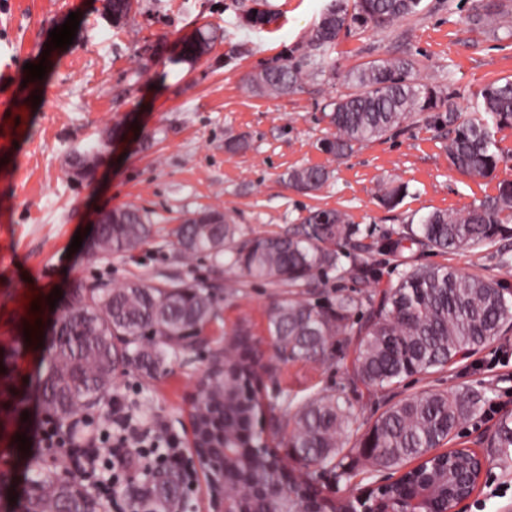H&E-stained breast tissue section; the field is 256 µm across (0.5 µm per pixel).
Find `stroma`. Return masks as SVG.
Here are the masks:
<instances>
[{
	"label": "stroma",
	"instance_id": "obj_1",
	"mask_svg": "<svg viewBox=\"0 0 512 512\" xmlns=\"http://www.w3.org/2000/svg\"><path fill=\"white\" fill-rule=\"evenodd\" d=\"M497 31L475 26V0H422L420 11L383 30L342 32L333 77L303 81L286 96L261 95L247 76L282 53L296 49L318 19L326 0H134L126 23L113 24L107 0H0V103L15 101L17 131L0 121V352L11 351L9 375L0 374V512H24L28 466L37 452L19 449V435H32L45 414L39 382L44 350L25 332L49 334L60 308L53 290L69 294L77 283L118 285L131 279L159 284L169 279L206 282L218 295L219 317L211 328L216 344L240 323L262 341L261 385L272 398L268 422L289 413L278 399L303 398L326 388L350 397L361 423H369L399 400L423 391L473 390L485 405L463 423L451 445L471 448L485 461V475L462 512H512V459L488 441L501 417L512 415V332L445 370L404 381L368 395L353 390L345 373L347 341L336 345L334 363H285L274 354L266 324L275 301L289 288L258 281L209 258L183 259L173 230L204 210L224 212L239 240L283 232L310 212L338 210L361 229H396L433 211L463 213L512 180V131L503 133L506 159L484 179H472L448 163V131L414 117L385 139L355 147L337 159L320 149L331 132L322 108L347 90L346 76L360 65L407 53L417 77L435 79L458 112H469L487 83L512 77V0ZM268 15L252 28L244 17L255 4ZM80 26L69 47L49 48V33L69 13ZM224 32L195 63L172 65L171 56L196 31ZM46 63L43 79L28 80L26 63ZM40 104H33V97ZM124 133L100 155L91 181L73 177L74 150L98 143L115 122ZM249 147L231 153L227 142ZM321 166L327 183L313 192L289 188L293 169ZM404 183L407 195L392 209L377 195L388 183ZM124 207L140 209L152 235L138 255L97 262L70 251L76 233L100 216ZM504 247L459 252H418L413 262L446 265L491 278L512 288V264L502 265ZM236 292H227V284ZM37 292V324L22 310L25 292ZM206 369L204 360L179 355L166 372L151 378L116 374L113 394H126L140 413L164 424L186 442L187 413Z\"/></svg>",
	"mask_w": 512,
	"mask_h": 512
}]
</instances>
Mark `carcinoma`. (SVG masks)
Here are the masks:
<instances>
[{"mask_svg":"<svg viewBox=\"0 0 512 512\" xmlns=\"http://www.w3.org/2000/svg\"><path fill=\"white\" fill-rule=\"evenodd\" d=\"M421 0H329L309 30L299 55L285 53L268 62L252 77L258 92L287 95L306 77L325 76L335 68L332 53L340 33L352 25L384 29L418 12ZM132 0H109L116 24L127 20ZM503 5L479 0L472 19L488 31L498 29ZM217 33L198 31L187 39L177 65L199 59ZM415 61L401 55L371 61L352 74L353 91L325 104L334 129L321 143L328 154L341 158L359 145L377 140L414 115L448 125V161L472 178L491 175L505 152L498 134L512 129V79L484 86L474 111L453 109L444 90L414 76ZM98 162L94 148L73 153L82 168L79 179H91ZM329 179L322 167L287 173L289 185L316 190ZM407 186L387 184L379 201L395 207ZM151 226L133 207L115 210L98 225L96 241L86 254L99 261L124 257L150 236ZM186 257L206 256L235 266L250 277L286 283L303 292L278 302L268 317L266 332L288 352L293 362L325 364L334 359L336 337H356L346 373L353 386L373 392L399 385L451 366L490 341L512 330V289L491 279L465 276L448 266L410 264L399 272L396 285L365 296L338 294L325 304L309 301L308 289L327 287V273L340 278L344 261L367 285L378 283L377 269L368 261L374 252H450L493 246L512 238V181L499 184L496 195L464 214L431 212L417 223L387 229L365 242L358 224L338 211H318L301 224L276 235L239 244L236 227L219 211H203L186 219L176 231ZM218 298L195 280L170 281L163 286L127 281L118 286L78 283L64 304L46 353L41 399L59 426L76 419L90 420L104 406L118 372L137 371L149 377L162 372L172 357L188 351L184 338L215 320ZM263 353L252 327L238 325L224 343V368L200 382L197 411L215 434H224L228 458L227 488L240 495L242 512H357L352 501L336 504L309 495L310 471L291 478L279 472L263 443L260 419L266 398L257 381ZM293 428L287 437L295 461L311 460L329 469L337 481L351 476L340 441L357 423L353 403L326 390L296 404ZM485 403L479 394L426 391L406 397L376 417L361 434L352 454L377 470L398 474L387 488L393 498L412 496L417 486L404 473L413 461L426 460L423 473L434 481L446 475L461 478L460 494L475 486L481 459L470 449H453L447 456H431L450 442L460 425ZM489 447L512 454V417L502 418ZM25 512H105L101 500L84 496L85 480L55 462L31 465ZM178 477L142 486L130 502V512H167L183 496Z\"/></svg>","mask_w":512,"mask_h":512,"instance_id":"obj_1","label":"carcinoma"}]
</instances>
